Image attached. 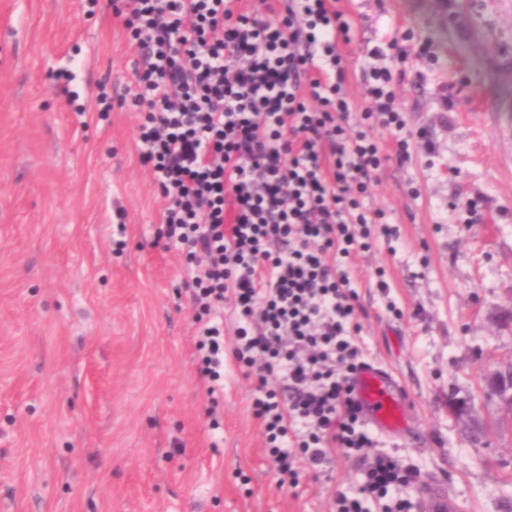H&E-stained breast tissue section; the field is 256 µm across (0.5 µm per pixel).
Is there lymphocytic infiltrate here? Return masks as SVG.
I'll return each instance as SVG.
<instances>
[{
	"label": "lymphocytic infiltrate",
	"mask_w": 512,
	"mask_h": 512,
	"mask_svg": "<svg viewBox=\"0 0 512 512\" xmlns=\"http://www.w3.org/2000/svg\"><path fill=\"white\" fill-rule=\"evenodd\" d=\"M110 6L140 51L122 101L164 201L158 237L185 260L208 396L223 395L232 355L256 381L252 415L280 485L330 476L341 456L363 480L334 493L332 512H416V471L375 451L349 383L365 363L351 261L373 225L396 234L361 199L386 161L406 165L414 137L391 71L365 73L368 105L354 111L336 50L353 24L336 0Z\"/></svg>",
	"instance_id": "1"
}]
</instances>
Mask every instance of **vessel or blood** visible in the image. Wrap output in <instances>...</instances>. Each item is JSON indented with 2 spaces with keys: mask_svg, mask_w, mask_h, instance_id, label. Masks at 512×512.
Segmentation results:
<instances>
[{
  "mask_svg": "<svg viewBox=\"0 0 512 512\" xmlns=\"http://www.w3.org/2000/svg\"><path fill=\"white\" fill-rule=\"evenodd\" d=\"M351 384L365 423L376 433L386 437H409L416 433L412 396L387 367L366 363L352 375Z\"/></svg>",
  "mask_w": 512,
  "mask_h": 512,
  "instance_id": "vessel-or-blood-1",
  "label": "vessel or blood"
}]
</instances>
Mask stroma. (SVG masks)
<instances>
[{
  "instance_id": "35a3bbf8",
  "label": "stroma",
  "mask_w": 512,
  "mask_h": 512,
  "mask_svg": "<svg viewBox=\"0 0 512 512\" xmlns=\"http://www.w3.org/2000/svg\"><path fill=\"white\" fill-rule=\"evenodd\" d=\"M338 7L356 22L338 46L351 101L364 104V70L389 68L410 129L435 145L380 169L365 204L398 238L353 261L364 358L415 399L417 436L377 446L419 471L414 499L434 485L458 512H512V421L484 381L512 363V0ZM406 36L429 58L370 56ZM139 58L103 2L0 0V512H329L356 465L279 486L254 379L225 361L214 405L198 375L139 115L98 101L124 95ZM469 199L483 223L468 225ZM452 395L486 437L464 438Z\"/></svg>"
}]
</instances>
